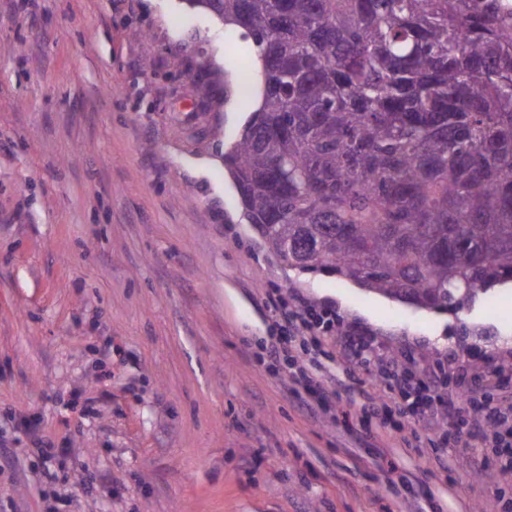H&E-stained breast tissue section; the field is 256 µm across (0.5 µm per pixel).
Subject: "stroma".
Here are the masks:
<instances>
[{"label":"stroma","mask_w":512,"mask_h":512,"mask_svg":"<svg viewBox=\"0 0 512 512\" xmlns=\"http://www.w3.org/2000/svg\"><path fill=\"white\" fill-rule=\"evenodd\" d=\"M244 47L187 0H0V512H507L489 444L442 447L441 416L354 440L263 361L276 288L374 333L352 365L329 339L341 396L453 352L512 409V281L437 312L268 252L224 169L247 113L192 110Z\"/></svg>","instance_id":"obj_1"}]
</instances>
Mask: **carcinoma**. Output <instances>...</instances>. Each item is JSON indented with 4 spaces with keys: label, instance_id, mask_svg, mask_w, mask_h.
<instances>
[{
    "label": "carcinoma",
    "instance_id": "carcinoma-1",
    "mask_svg": "<svg viewBox=\"0 0 512 512\" xmlns=\"http://www.w3.org/2000/svg\"><path fill=\"white\" fill-rule=\"evenodd\" d=\"M194 2L255 48L224 167L271 254L433 310L512 280L498 0Z\"/></svg>",
    "mask_w": 512,
    "mask_h": 512
}]
</instances>
